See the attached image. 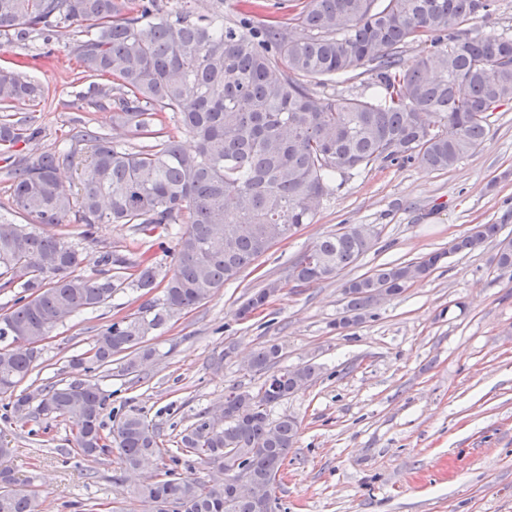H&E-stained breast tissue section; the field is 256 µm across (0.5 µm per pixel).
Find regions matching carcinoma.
<instances>
[{
    "label": "carcinoma",
    "instance_id": "1",
    "mask_svg": "<svg viewBox=\"0 0 512 512\" xmlns=\"http://www.w3.org/2000/svg\"><path fill=\"white\" fill-rule=\"evenodd\" d=\"M476 0H290L288 24L257 0H238L234 19L202 7V0H0V39L50 45L61 29L79 34L76 80L86 96L112 110V131H68L62 146L15 159L8 172L15 212L37 224H131L147 237L175 232L173 272L160 275L152 256L116 250L103 269L81 272V250L63 235L44 236L28 224L0 222V279L22 295L0 316V401L13 410L30 399L78 421L76 444L91 460L118 449L120 468L137 471L162 456L160 432L140 411L123 413L103 435L106 396L97 382L55 383L16 392L32 371L42 342L66 316L93 311L125 288L161 296L114 321L78 359L94 372L130 351L132 371L153 356L145 336L210 299L270 248L294 235L330 194L338 175L373 165L417 162L432 171L452 168L481 144L492 112L512 102V35L471 36L464 29ZM303 36L292 34L294 30ZM429 44L414 58L406 48ZM27 62L0 67V154L40 136L36 112L43 88ZM368 75L371 92L321 97L317 88L338 77ZM174 124L195 141L180 146ZM142 138L137 148L128 138ZM87 150L79 190L60 177ZM502 225L476 224L451 245L471 252L494 242L498 269L512 273V240ZM373 232L348 224L319 239L295 263L306 286L335 278L372 247ZM444 258L429 253L406 265L384 264L345 283L346 328L370 313L373 291L402 294ZM254 292L236 311L245 319L262 304ZM276 344L249 361L267 374L278 363ZM279 399L313 382L317 367L277 370ZM266 385L251 394L233 388L222 417L205 411L181 436L182 454L224 472L227 481L164 478L135 487L151 512H275L270 472L284 466L300 424L270 418ZM12 449L0 443V512H44L36 492L15 478ZM251 491L235 493L237 472Z\"/></svg>",
    "mask_w": 512,
    "mask_h": 512
}]
</instances>
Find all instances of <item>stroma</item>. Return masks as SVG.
<instances>
[{
    "label": "stroma",
    "instance_id": "obj_1",
    "mask_svg": "<svg viewBox=\"0 0 512 512\" xmlns=\"http://www.w3.org/2000/svg\"><path fill=\"white\" fill-rule=\"evenodd\" d=\"M77 34L62 30L53 62L39 59L40 42L0 46V66L35 59L29 73L49 89L38 146L53 148L77 120L111 127L109 112L80 97L71 73ZM502 224L512 237V102L489 118L481 145L446 171L418 163L376 166L345 181L312 223L278 243L212 298L148 337L153 357L136 372L127 354L94 372L107 410H141L165 447H175L203 410L223 403L230 388L258 392L262 375L247 367L264 344L281 348L280 367L315 364L314 382L271 407V418L295 417L300 432L275 487L277 512H512V276L494 261V244L466 253L452 243L477 224ZM347 224L373 230L374 246L335 279L296 286V257ZM83 253L82 273L98 270L101 254H153L173 268L174 239L145 238L129 224H42ZM432 251L443 261L404 293L374 305L360 324L340 330L345 282L376 267L408 264ZM277 291L246 320L234 317L251 293ZM141 292L125 290L111 304L60 323L41 358L21 382L32 390L84 380L75 357L102 328L137 311ZM65 417L19 418L0 405V441L13 450L19 480L44 500L46 512H90L104 504L142 512L138 477L122 474L117 455L86 460Z\"/></svg>",
    "mask_w": 512,
    "mask_h": 512
}]
</instances>
